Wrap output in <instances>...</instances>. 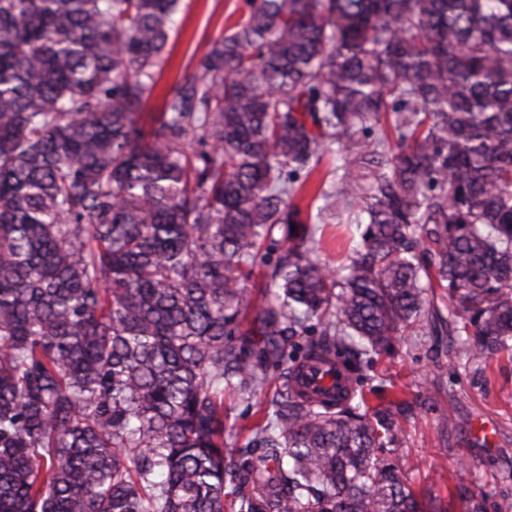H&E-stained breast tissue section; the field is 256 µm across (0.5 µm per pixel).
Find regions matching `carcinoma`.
I'll list each match as a JSON object with an SVG mask.
<instances>
[{"instance_id":"obj_1","label":"carcinoma","mask_w":512,"mask_h":512,"mask_svg":"<svg viewBox=\"0 0 512 512\" xmlns=\"http://www.w3.org/2000/svg\"><path fill=\"white\" fill-rule=\"evenodd\" d=\"M178 2L0 0V512H424L406 401L292 382L512 348V0H250L146 123ZM315 238L320 241L321 258L336 267V250L338 244L346 242L350 233L347 224H316ZM318 368L314 364H310L303 370V376L299 380V389L307 392L310 395H315V393L323 387L331 388L332 385L336 382V394L340 391L341 388L348 386L349 382L345 381V378L342 374L336 372V377L327 376L324 380H321V372L318 371ZM255 403L256 401L253 400L251 406L248 402L241 400L235 393L229 390L224 392V415L226 416L227 432L231 427L238 429L243 425L250 426L257 418L262 416V414L254 415V412L258 409Z\"/></svg>"}]
</instances>
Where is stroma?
Wrapping results in <instances>:
<instances>
[{"label":"stroma","mask_w":512,"mask_h":512,"mask_svg":"<svg viewBox=\"0 0 512 512\" xmlns=\"http://www.w3.org/2000/svg\"><path fill=\"white\" fill-rule=\"evenodd\" d=\"M247 0H180L166 50L169 62L144 107L160 111L167 91L195 71L206 45L244 18ZM445 336L407 334L374 356L365 388L383 387L413 405L401 453L408 485L440 512H465L449 490L464 485L497 512L512 499V351L495 355L486 374Z\"/></svg>","instance_id":"obj_1"}]
</instances>
